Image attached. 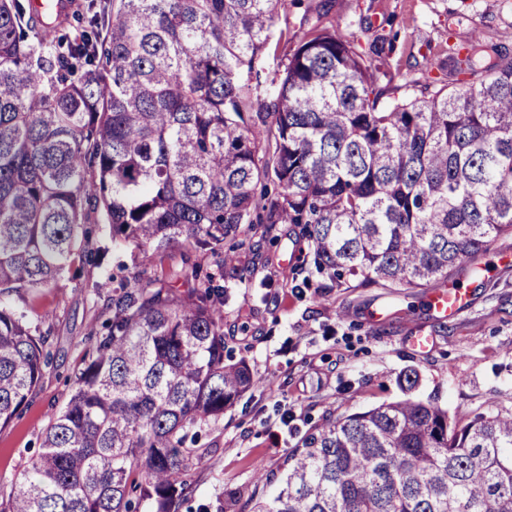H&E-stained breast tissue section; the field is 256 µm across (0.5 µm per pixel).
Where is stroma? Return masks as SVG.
<instances>
[{
	"label": "stroma",
	"instance_id": "1",
	"mask_svg": "<svg viewBox=\"0 0 512 512\" xmlns=\"http://www.w3.org/2000/svg\"><path fill=\"white\" fill-rule=\"evenodd\" d=\"M342 36H357L369 49L375 36L392 38L378 62L394 76L424 74L436 85H453L449 43L501 33L495 50L512 53V0H283L274 36L258 63L273 75L302 36L304 19ZM93 262H75L55 287L11 303L40 320L49 363L27 407L0 429V491L9 492L41 451L52 416L68 400L76 375L88 361L93 336L112 314V242L100 213L89 219ZM275 242L258 243L253 230L225 242L237 265L253 264L248 280L224 279V341L234 359L245 360L256 384L207 432L202 463L191 473L189 512H251L259 474L282 470L292 448L325 419L396 401L406 368H416L418 399L438 396L450 419L470 422L480 413L512 412V237L496 241L481 258V278L462 270L450 285L471 289L469 309L450 321L437 319L413 290L398 301L381 288H326L316 272L298 267L308 253L293 225L277 227ZM262 256L251 260L249 247ZM211 271L201 251L176 248L156 256L147 274L167 278L192 266ZM433 336L424 352L408 336Z\"/></svg>",
	"mask_w": 512,
	"mask_h": 512
}]
</instances>
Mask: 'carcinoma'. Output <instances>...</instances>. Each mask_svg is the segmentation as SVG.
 I'll list each match as a JSON object with an SVG mask.
<instances>
[{"label":"carcinoma","instance_id":"carcinoma-1","mask_svg":"<svg viewBox=\"0 0 512 512\" xmlns=\"http://www.w3.org/2000/svg\"><path fill=\"white\" fill-rule=\"evenodd\" d=\"M282 0H106L77 35L33 0H0V428L43 376L44 337L5 303L64 276L101 210L118 269L194 247L215 272L112 276L96 337L42 452L0 512H179L202 433L253 384L224 357V240L300 228L338 287L444 288L512 237V55L461 89L380 74L312 25L270 81L243 72ZM387 78L380 84V77ZM328 419L288 454L252 512H512V414L451 424L438 399Z\"/></svg>","mask_w":512,"mask_h":512}]
</instances>
